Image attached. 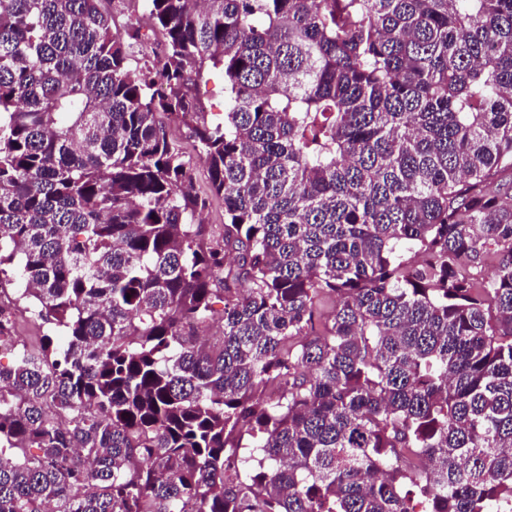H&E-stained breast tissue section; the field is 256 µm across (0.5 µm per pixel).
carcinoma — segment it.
Returning a JSON list of instances; mask_svg holds the SVG:
<instances>
[{"mask_svg": "<svg viewBox=\"0 0 512 512\" xmlns=\"http://www.w3.org/2000/svg\"><path fill=\"white\" fill-rule=\"evenodd\" d=\"M100 2L0 0V512H512V0ZM198 93L205 103L209 119L224 117V72L220 69L209 70L198 86ZM163 120L169 127L171 137L185 153L186 160L190 161L195 191L206 199V207L200 215L202 224H207L216 234L221 233L224 227V200L211 193L207 169L193 149L188 128L179 118L165 116ZM10 282L5 281V288L13 299L12 311L17 322V333L20 343L35 344L39 342L44 333L53 334V326L48 324L39 325L41 322L36 321L34 316L28 309L29 304L25 299H20L21 293L25 285L13 274L8 273Z\"/></svg>", "mask_w": 512, "mask_h": 512, "instance_id": "obj_1", "label": "carcinoma"}]
</instances>
